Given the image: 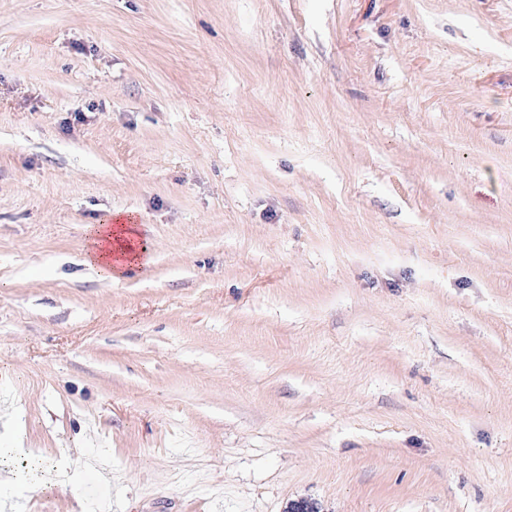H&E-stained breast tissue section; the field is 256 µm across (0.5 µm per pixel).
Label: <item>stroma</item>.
<instances>
[{
	"label": "stroma",
	"mask_w": 512,
	"mask_h": 512,
	"mask_svg": "<svg viewBox=\"0 0 512 512\" xmlns=\"http://www.w3.org/2000/svg\"><path fill=\"white\" fill-rule=\"evenodd\" d=\"M1 413L0 512H512V0H0ZM112 219L116 224H112ZM127 222V224H125ZM123 221L120 215L108 217L103 224H91L87 228L92 247L85 263L96 269L104 278L114 279L126 267L143 264L147 260L148 248L142 245L139 252H131V246L123 242L132 234L134 219Z\"/></svg>",
	"instance_id": "obj_1"
}]
</instances>
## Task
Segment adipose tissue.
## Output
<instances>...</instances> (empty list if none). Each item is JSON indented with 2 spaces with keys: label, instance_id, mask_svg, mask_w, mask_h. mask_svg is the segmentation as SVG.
Segmentation results:
<instances>
[{
  "label": "adipose tissue",
  "instance_id": "1",
  "mask_svg": "<svg viewBox=\"0 0 512 512\" xmlns=\"http://www.w3.org/2000/svg\"><path fill=\"white\" fill-rule=\"evenodd\" d=\"M87 233L92 247L85 262L104 278H116L124 268L145 263L147 249L132 251L126 239L132 234L130 225L124 221H104L88 226Z\"/></svg>",
  "mask_w": 512,
  "mask_h": 512
}]
</instances>
